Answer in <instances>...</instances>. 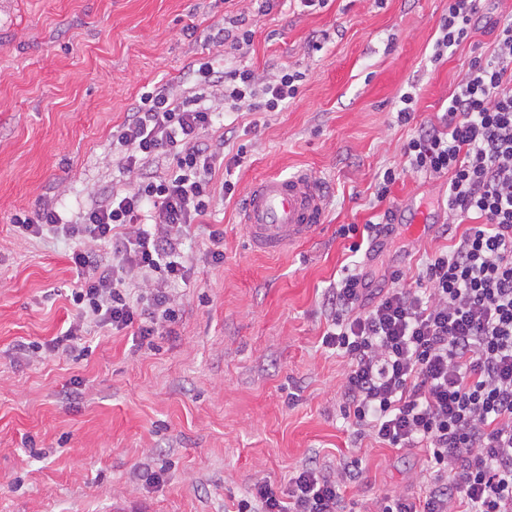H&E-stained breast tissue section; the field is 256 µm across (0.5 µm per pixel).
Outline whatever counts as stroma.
<instances>
[{
	"label": "stroma",
	"mask_w": 512,
	"mask_h": 512,
	"mask_svg": "<svg viewBox=\"0 0 512 512\" xmlns=\"http://www.w3.org/2000/svg\"><path fill=\"white\" fill-rule=\"evenodd\" d=\"M0 0V512H111L117 501L148 512H235L257 479L275 491L308 462L361 460L349 496L370 512L386 493L421 496L426 449L354 443L341 418L344 359L321 344L322 298L343 269L363 265L376 284L393 271L413 283L426 256L449 245L447 176L403 172L415 125L437 122L471 59L490 56L496 34L478 27L434 60L448 0ZM229 18L253 32L249 46L216 47L203 32ZM194 24L196 36L184 29ZM222 57L229 68L269 78L305 75L280 112H228L211 137L241 164L217 169L236 184L216 194L183 249L193 257L175 295L183 317L170 336L137 347L130 333L89 328L92 351L74 362L17 356L67 328L77 273L69 241L22 237L12 214L44 202L77 219L103 189L125 191L112 133L143 86L175 97L182 74ZM414 92L412 123L396 121ZM401 168L387 200L379 173ZM310 172L325 187V219L304 242L268 254L252 249L241 222L251 183L263 175ZM439 215L423 235L397 225L370 256L352 253L346 224L381 221L405 201ZM224 230V262L208 256V227ZM159 472L158 483L133 481Z\"/></svg>",
	"instance_id": "obj_1"
}]
</instances>
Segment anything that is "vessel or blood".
Here are the masks:
<instances>
[{
    "mask_svg": "<svg viewBox=\"0 0 512 512\" xmlns=\"http://www.w3.org/2000/svg\"><path fill=\"white\" fill-rule=\"evenodd\" d=\"M320 182L305 171L252 183L241 213L253 248L277 253L304 242L324 222Z\"/></svg>",
    "mask_w": 512,
    "mask_h": 512,
    "instance_id": "obj_1",
    "label": "vessel or blood"
}]
</instances>
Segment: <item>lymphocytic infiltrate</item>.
<instances>
[{
  "label": "lymphocytic infiltrate",
  "instance_id": "obj_1",
  "mask_svg": "<svg viewBox=\"0 0 512 512\" xmlns=\"http://www.w3.org/2000/svg\"><path fill=\"white\" fill-rule=\"evenodd\" d=\"M481 0H448L435 59L457 49L481 22ZM490 59L472 61L439 123L417 127L403 168L389 167L376 186L384 201L401 171L448 175V218L466 227L428 257L414 287L393 272L390 288L347 272L327 288L322 343L345 359L342 415L348 429L389 448H423L431 473L423 497L386 494L373 512H512V17L491 21ZM202 86L224 109L275 112L299 93L302 73L279 71L263 82L249 69L200 64ZM201 94L170 98L145 92L112 137L133 191H109L64 220L49 205L17 214L20 235L73 242L76 314L48 348L83 356L89 326L140 341L172 335L173 294L192 258L182 241L209 212L212 176L224 162L223 139H210L216 114ZM172 170L156 179L155 162ZM151 207L149 223L141 211ZM357 462L333 469L299 467L285 493L257 480L237 512H347Z\"/></svg>",
  "mask_w": 512,
  "mask_h": 512
}]
</instances>
